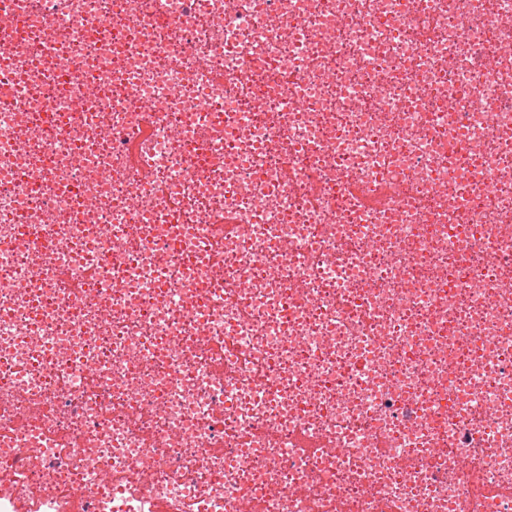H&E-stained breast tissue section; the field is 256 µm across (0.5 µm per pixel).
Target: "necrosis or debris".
<instances>
[{
  "label": "necrosis or debris",
  "instance_id": "necrosis-or-debris-1",
  "mask_svg": "<svg viewBox=\"0 0 512 512\" xmlns=\"http://www.w3.org/2000/svg\"><path fill=\"white\" fill-rule=\"evenodd\" d=\"M0 512H512V0H0Z\"/></svg>",
  "mask_w": 512,
  "mask_h": 512
}]
</instances>
